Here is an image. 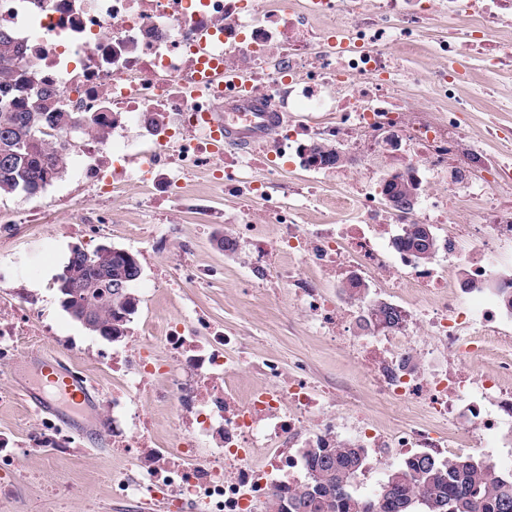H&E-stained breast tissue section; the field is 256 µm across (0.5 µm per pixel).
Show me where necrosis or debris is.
Here are the masks:
<instances>
[{"label": "necrosis or debris", "mask_w": 512, "mask_h": 512, "mask_svg": "<svg viewBox=\"0 0 512 512\" xmlns=\"http://www.w3.org/2000/svg\"><path fill=\"white\" fill-rule=\"evenodd\" d=\"M316 14L334 26L312 31ZM431 15L445 20L439 45L449 61L420 107L401 91L399 77L419 41V20ZM0 25L22 46L19 69L34 89H56L74 115L53 141L98 199L93 210L78 199L65 202L77 216L76 231L87 236L111 223L120 185L151 180L178 201L184 180L213 168L209 117L240 89L206 82L210 72L245 71L273 111L305 113V121L280 123L263 157L300 151L314 138L336 142L356 163L378 152L388 132L406 145L396 173L447 166L456 173L448 188L404 213L381 209L382 183L374 175L342 171L336 176L357 204L356 223L304 228L296 211L272 210L293 258L285 267L268 261L264 240L251 241L261 258L258 277L287 283L317 329L366 360L373 392L422 407L429 425L381 427L363 412L336 407L305 369L287 376L274 362L255 365L261 384L239 393L234 375L243 359L230 354L232 337L215 332L203 339L174 322L164 338L167 361L153 357L147 336L136 352L112 358L113 374L137 390L155 374L168 375L164 398L188 434L178 449L153 447L148 418L113 393L101 425L141 470L137 481L117 480L122 498L160 495L167 512H256L298 467L297 448L354 444L377 466L394 450L482 448L495 460L512 449V308L505 303L512 274L503 269L512 246V164L485 152L471 132L469 113L494 111V104L479 90L463 102L450 93L468 77L453 57L458 46L484 47L490 74L512 63V0H319L313 11L306 0H0ZM90 114L97 128L85 126ZM409 222L449 228L428 266L395 246L399 225ZM311 265L339 278L358 274L396 296L415 288L422 302L407 315L434 337L445 366L406 362L403 335L346 336L354 301L326 297L305 273ZM456 269L470 287H454ZM28 274L24 265L0 270V287L17 302L0 312L1 363L15 357L24 336L64 350L72 345L21 288ZM489 356L493 364L481 368ZM258 448L272 451L259 466L250 461Z\"/></svg>", "instance_id": "necrosis-or-debris-1"}]
</instances>
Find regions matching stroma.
Returning <instances> with one entry per match:
<instances>
[{
    "label": "stroma",
    "instance_id": "1",
    "mask_svg": "<svg viewBox=\"0 0 512 512\" xmlns=\"http://www.w3.org/2000/svg\"><path fill=\"white\" fill-rule=\"evenodd\" d=\"M420 34L418 49L406 66L424 78L438 64L441 21L424 19ZM241 161L243 174L260 183L268 197L296 205L300 224L351 223L350 210L338 204L343 187L335 177H323L321 190L300 204L288 193L289 186L303 175L296 158L279 155L256 164L245 154ZM213 172L202 171L187 179L182 193L190 199V207L179 208L169 201L151 211L120 205L111 223L90 237L72 232V219L62 205L63 196L69 194L84 198L89 207L97 203L73 176H64L32 199L16 195L0 198V212L6 214L30 204L44 211V223L17 225L12 236L0 240V263L5 265L22 256L37 268V276L25 286L38 293L45 315L56 323L60 335L77 341V349L64 355L70 366L83 373L100 393L121 385L107 365L93 360L94 355L111 354L112 341L91 334L71 318L60 304L55 284L73 246L88 252L114 246L138 253L141 279L151 285L147 291L134 288L138 307L129 327L131 334L153 337L157 358L168 357L160 340L166 323L180 322L191 329L204 324L237 338L246 347L250 363L241 370L242 381L256 383L251 368L255 362L277 361L287 374L302 364L312 381L334 395L337 403L358 408L383 426L426 422L421 408L406 410L381 401L369 387L363 362L311 325L287 284L257 287L252 273L255 260L247 244H239L233 252L219 247V239L235 235L247 218L259 221L261 234L272 242L280 239L281 229L277 224L260 222V199L233 194L213 197ZM178 260L191 269L210 272V279L201 285L178 279L160 286V278ZM14 371V364L0 366V434L19 446L14 488L9 495L0 496V512H79L78 504L56 495L60 486L79 488L85 501L99 512H141L138 503L122 499L115 491V479L129 472L131 460L113 448L111 434L100 435L94 442L75 437L76 450L70 455L53 457L27 447V431L41 421L42 414L23 399ZM167 385V377L159 376L153 381L152 392L131 393L135 407L151 419L152 439L159 448L172 447L181 434L172 407L156 396Z\"/></svg>",
    "mask_w": 512,
    "mask_h": 512
}]
</instances>
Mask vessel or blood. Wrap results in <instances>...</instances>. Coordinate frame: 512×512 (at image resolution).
Wrapping results in <instances>:
<instances>
[{
  "mask_svg": "<svg viewBox=\"0 0 512 512\" xmlns=\"http://www.w3.org/2000/svg\"><path fill=\"white\" fill-rule=\"evenodd\" d=\"M216 120L224 144L247 147L271 135L278 115L262 96L244 94L225 100ZM19 377L22 390L37 409L54 413L81 433L91 431L96 395L86 377L64 359L30 351L19 367Z\"/></svg>",
  "mask_w": 512,
  "mask_h": 512,
  "instance_id": "vessel-or-blood-1",
  "label": "vessel or blood"
}]
</instances>
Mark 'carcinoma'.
I'll return each instance as SVG.
<instances>
[{
	"mask_svg": "<svg viewBox=\"0 0 512 512\" xmlns=\"http://www.w3.org/2000/svg\"><path fill=\"white\" fill-rule=\"evenodd\" d=\"M20 49L11 31L0 33V196L42 192L55 173H64L62 155L46 145V129L63 132L70 112H39L21 99L15 80ZM307 162L334 166L340 162L337 145L322 140L305 147ZM412 180L393 175L384 194L405 201ZM400 245L415 259L428 261L436 242L423 243L420 224H406ZM142 268L136 254L114 247L88 257L70 255L57 279L62 308L77 322L92 316L90 332L122 336L137 307L130 285ZM404 318L390 303L367 308L361 327L379 323L397 330ZM307 476L300 484L279 486L265 502V512H512V471L470 457L442 461L430 453L414 454L391 470L370 497L354 490L365 461V450L353 445L321 446L303 451Z\"/></svg>",
	"mask_w": 512,
	"mask_h": 512,
	"instance_id": "cac0c4a2",
	"label": "carcinoma"
}]
</instances>
